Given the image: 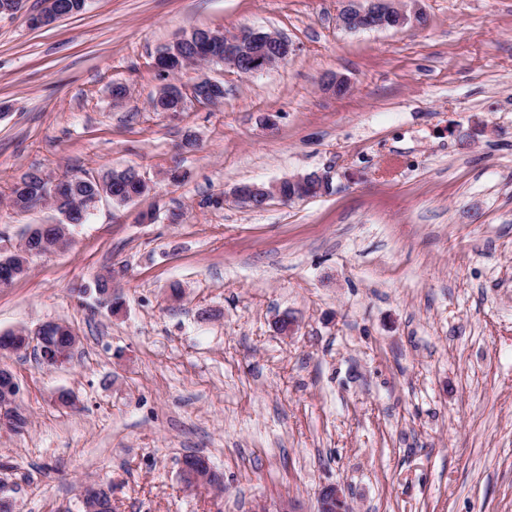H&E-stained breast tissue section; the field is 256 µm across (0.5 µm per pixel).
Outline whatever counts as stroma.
Wrapping results in <instances>:
<instances>
[{
  "label": "stroma",
  "mask_w": 512,
  "mask_h": 512,
  "mask_svg": "<svg viewBox=\"0 0 512 512\" xmlns=\"http://www.w3.org/2000/svg\"><path fill=\"white\" fill-rule=\"evenodd\" d=\"M422 6L424 26L379 31L338 27L341 0H86L38 28L44 0L0 15V247L62 220L9 208L25 172L132 167L152 184L102 197L0 288V332L55 321L79 338L60 369L0 360L28 417L0 430L16 512H81L88 481L115 512L288 497L316 512L333 483L354 512H512V0ZM198 28L273 31L294 52L251 76L184 70L223 82V103L154 111L157 51ZM336 74L346 95L322 88ZM314 170L331 194L261 210L231 195ZM106 274L116 314L92 291ZM285 313L288 337L272 327ZM193 452L223 492L184 488Z\"/></svg>",
  "instance_id": "obj_1"
}]
</instances>
